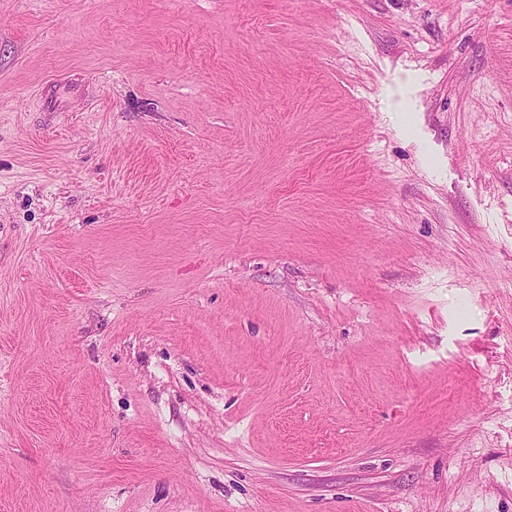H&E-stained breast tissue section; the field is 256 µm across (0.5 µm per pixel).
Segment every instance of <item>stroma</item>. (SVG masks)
Instances as JSON below:
<instances>
[{
  "label": "stroma",
  "mask_w": 512,
  "mask_h": 512,
  "mask_svg": "<svg viewBox=\"0 0 512 512\" xmlns=\"http://www.w3.org/2000/svg\"><path fill=\"white\" fill-rule=\"evenodd\" d=\"M0 512H512V0H0Z\"/></svg>",
  "instance_id": "1"
}]
</instances>
